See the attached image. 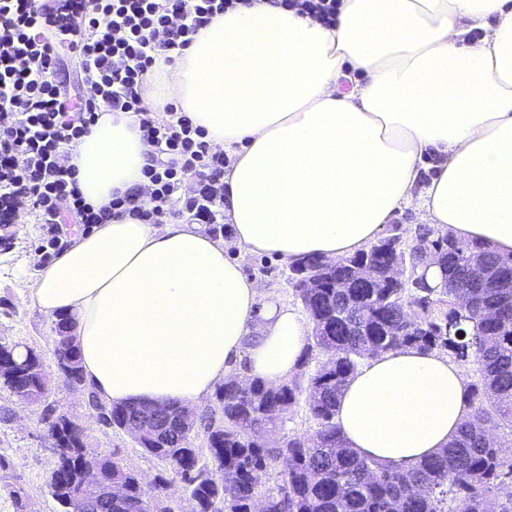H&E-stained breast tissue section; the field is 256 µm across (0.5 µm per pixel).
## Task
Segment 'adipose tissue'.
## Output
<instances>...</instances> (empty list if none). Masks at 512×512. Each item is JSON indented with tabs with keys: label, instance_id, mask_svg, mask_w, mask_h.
<instances>
[{
	"label": "adipose tissue",
	"instance_id": "ef3b65f1",
	"mask_svg": "<svg viewBox=\"0 0 512 512\" xmlns=\"http://www.w3.org/2000/svg\"><path fill=\"white\" fill-rule=\"evenodd\" d=\"M147 88L153 111L174 104L231 158L230 235L116 212L41 270L34 303L73 320L85 380L106 405L192 406L229 378L297 372L309 322L261 297L228 249L335 260L411 207L512 252V0H341L331 26L249 0L158 55ZM153 156L132 114L108 112L63 161L98 209L147 200ZM466 392L448 355L391 350L349 378L336 422L349 447L408 468L447 447Z\"/></svg>",
	"mask_w": 512,
	"mask_h": 512
}]
</instances>
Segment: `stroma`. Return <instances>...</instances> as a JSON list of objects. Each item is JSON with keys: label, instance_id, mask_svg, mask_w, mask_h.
<instances>
[{"label": "stroma", "instance_id": "stroma-1", "mask_svg": "<svg viewBox=\"0 0 512 512\" xmlns=\"http://www.w3.org/2000/svg\"><path fill=\"white\" fill-rule=\"evenodd\" d=\"M0 236L11 239L10 249L0 250V340L34 349L41 357L47 384L42 401L32 405L21 404L10 391L0 388V512H17L20 501L26 512H62L49 487L56 462L47 432L51 415L64 414L80 424L89 453L110 455L149 480L168 473V466L139 448L130 435L99 421L85 391L70 386L59 373L53 352L56 323L40 312L30 291L39 273L35 253L44 242L40 225L21 214L10 223H0ZM228 256L241 262L246 273L259 282L262 293L296 304L288 264L234 249Z\"/></svg>", "mask_w": 512, "mask_h": 512}]
</instances>
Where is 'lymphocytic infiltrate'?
<instances>
[{
    "label": "lymphocytic infiltrate",
    "mask_w": 512,
    "mask_h": 512,
    "mask_svg": "<svg viewBox=\"0 0 512 512\" xmlns=\"http://www.w3.org/2000/svg\"><path fill=\"white\" fill-rule=\"evenodd\" d=\"M238 0H0V217L30 208L46 230L38 265L62 247V211L79 223L102 224L111 208L86 203L73 169L60 162L104 112H130L154 150L144 175L151 208L134 196L111 207L154 218L170 212L185 179L198 182L183 201L192 220L213 224L224 206L223 151L175 105L157 118L141 91L161 52L188 47L213 17ZM74 53L84 87L69 98L55 74L62 51Z\"/></svg>",
    "instance_id": "f902f5d3"
}]
</instances>
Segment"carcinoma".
Here are the masks:
<instances>
[{
	"label": "carcinoma",
	"mask_w": 512,
	"mask_h": 512,
	"mask_svg": "<svg viewBox=\"0 0 512 512\" xmlns=\"http://www.w3.org/2000/svg\"><path fill=\"white\" fill-rule=\"evenodd\" d=\"M435 244L441 287L420 274L419 246ZM401 257L416 286L392 288L379 282L341 288L351 265L373 260L388 266ZM308 256L289 267L288 282L312 323L308 352H317L318 368L308 383L297 379L270 384L261 379L240 389L227 379L214 393L216 409L205 417L201 446L191 445L192 430L168 429L159 442L139 447L168 464L174 477L154 480V499L180 481L193 503L192 512H251L262 475L280 468L281 484L266 497L273 512H512L502 496L512 477V288L500 279L512 272V255L464 241L439 228L425 229L410 244L397 235L378 239L366 249L321 266ZM479 261L487 276L471 287L466 272ZM318 275L322 288L296 287V274ZM445 351L471 366L469 412L456 436L441 452L408 469L387 466L347 447L334 417L348 379L360 364L401 347ZM0 386L23 404L43 397L39 357L18 344L0 342ZM304 403L313 433H294L283 443L269 441L284 415ZM133 405L110 408L112 426L133 422ZM224 416V434L212 435V416ZM59 447L68 449L50 478L52 496L64 512L78 503L94 478L110 474L123 480L124 492L100 512H140L147 493L140 475L109 455L91 463L83 454V432L64 415L48 426Z\"/></svg>",
	"instance_id": "carcinoma-1"
}]
</instances>
